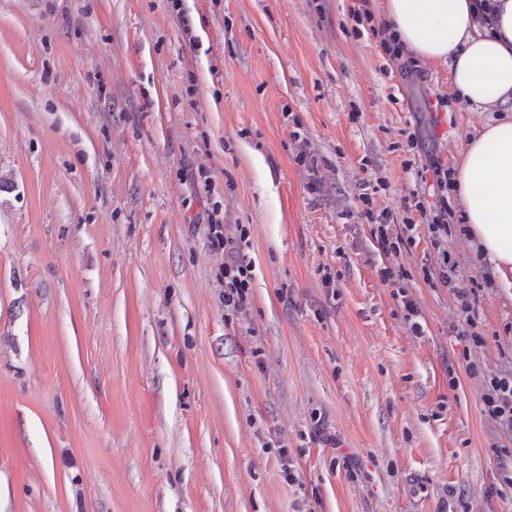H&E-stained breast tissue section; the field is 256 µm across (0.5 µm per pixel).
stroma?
Masks as SVG:
<instances>
[{"label": "stroma", "mask_w": 512, "mask_h": 512, "mask_svg": "<svg viewBox=\"0 0 512 512\" xmlns=\"http://www.w3.org/2000/svg\"><path fill=\"white\" fill-rule=\"evenodd\" d=\"M353 4L185 0L187 33L169 0H0V512H512L469 375L512 359V288L470 349L450 289L380 281L357 200L377 171L402 213L408 135L456 168L497 112H428L448 66L408 82ZM211 224L217 225L214 246L224 249V311L241 313L254 280L253 262L246 252L251 246L250 230L243 224H230L226 215L215 218Z\"/></svg>", "instance_id": "stroma-1"}]
</instances>
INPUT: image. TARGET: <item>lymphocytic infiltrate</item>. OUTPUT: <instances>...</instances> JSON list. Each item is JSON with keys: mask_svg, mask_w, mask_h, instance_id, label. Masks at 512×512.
Returning a JSON list of instances; mask_svg holds the SVG:
<instances>
[{"mask_svg": "<svg viewBox=\"0 0 512 512\" xmlns=\"http://www.w3.org/2000/svg\"><path fill=\"white\" fill-rule=\"evenodd\" d=\"M351 15L357 25L368 26L374 35L379 36L383 52L406 76H420L417 62L407 58L403 47L395 42L388 22L376 18L372 0H357ZM407 146L414 156L416 182L404 201L403 215L398 217L389 212L375 215L370 194L363 192L358 196L362 205L361 214L371 226V236L378 252L391 259L390 264L380 268V279L398 286L418 276L430 285L438 282L449 285L464 322L463 337L475 347H485L486 338L478 328L475 312L478 290L453 282L456 261L448 249L451 227L458 222L450 195L453 170L427 148L420 133H410ZM421 225L428 229L435 263L421 266L416 272L405 265L393 264V256L409 250L414 233ZM214 233V246L224 252V309L238 313L248 299L254 280L253 262L248 255L250 232L246 225L228 223L215 228ZM482 385L481 399L486 415L512 437V369L484 375Z\"/></svg>", "mask_w": 512, "mask_h": 512, "instance_id": "f902f5d3", "label": "lymphocytic infiltrate"}]
</instances>
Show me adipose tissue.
Segmentation results:
<instances>
[{
  "label": "adipose tissue",
  "instance_id": "1",
  "mask_svg": "<svg viewBox=\"0 0 512 512\" xmlns=\"http://www.w3.org/2000/svg\"><path fill=\"white\" fill-rule=\"evenodd\" d=\"M387 0L397 39L428 63H446L463 104L496 107L512 101V0ZM453 183L468 233L483 248L503 287L512 288V115L488 122L462 143Z\"/></svg>",
  "mask_w": 512,
  "mask_h": 512
}]
</instances>
